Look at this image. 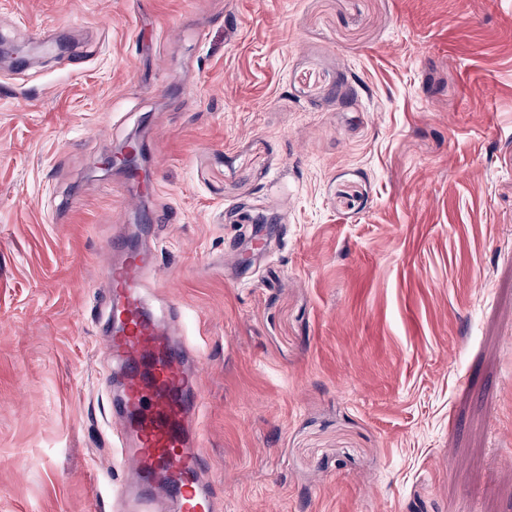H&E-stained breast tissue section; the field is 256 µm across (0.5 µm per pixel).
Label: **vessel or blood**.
<instances>
[{"label": "vessel or blood", "instance_id": "b4317fda", "mask_svg": "<svg viewBox=\"0 0 512 512\" xmlns=\"http://www.w3.org/2000/svg\"><path fill=\"white\" fill-rule=\"evenodd\" d=\"M112 250L118 258L103 274L125 329L107 338L124 380L123 397L113 402L110 416L119 459L135 473L134 482H122L114 495L122 512H222L223 502L206 477L209 463L199 431L204 401L189 371L193 356L146 307V254L126 249L119 237Z\"/></svg>", "mask_w": 512, "mask_h": 512}]
</instances>
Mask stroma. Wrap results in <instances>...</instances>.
Listing matches in <instances>:
<instances>
[{
  "label": "stroma",
  "instance_id": "obj_1",
  "mask_svg": "<svg viewBox=\"0 0 512 512\" xmlns=\"http://www.w3.org/2000/svg\"><path fill=\"white\" fill-rule=\"evenodd\" d=\"M63 33L0 66V512H117L118 225L223 512H512V0H0ZM34 53H38L42 57L47 58H57L60 56L58 48L53 42L41 44L36 48L29 47L28 45L18 46L11 44L9 53L10 64H29L31 63Z\"/></svg>",
  "mask_w": 512,
  "mask_h": 512
}]
</instances>
